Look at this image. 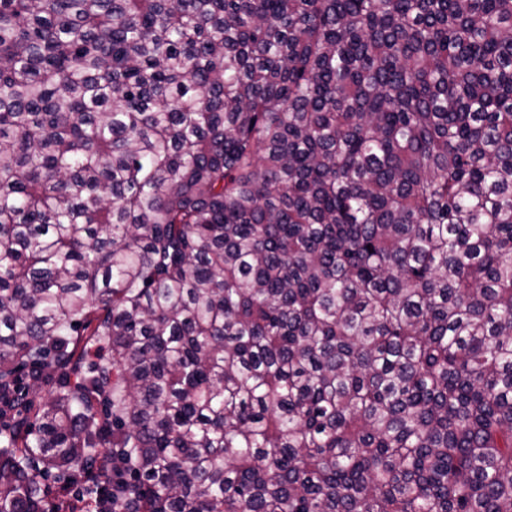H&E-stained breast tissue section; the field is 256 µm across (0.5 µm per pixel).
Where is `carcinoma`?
<instances>
[{"label": "carcinoma", "instance_id": "carcinoma-1", "mask_svg": "<svg viewBox=\"0 0 512 512\" xmlns=\"http://www.w3.org/2000/svg\"><path fill=\"white\" fill-rule=\"evenodd\" d=\"M94 474L512 512V0H0V512Z\"/></svg>", "mask_w": 512, "mask_h": 512}]
</instances>
